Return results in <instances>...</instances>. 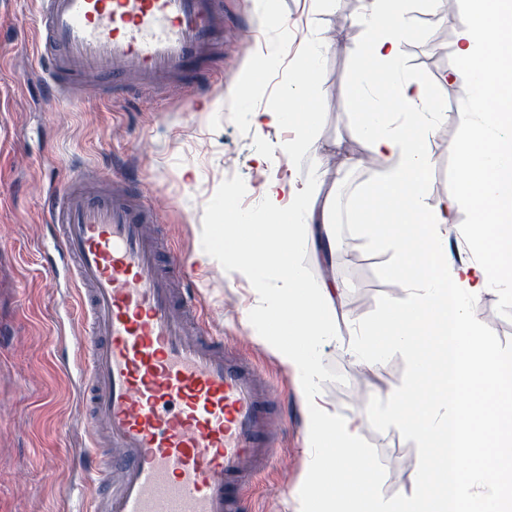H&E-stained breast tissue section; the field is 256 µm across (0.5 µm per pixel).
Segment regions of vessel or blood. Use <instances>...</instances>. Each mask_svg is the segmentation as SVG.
Listing matches in <instances>:
<instances>
[{
  "label": "vessel or blood",
  "mask_w": 512,
  "mask_h": 512,
  "mask_svg": "<svg viewBox=\"0 0 512 512\" xmlns=\"http://www.w3.org/2000/svg\"><path fill=\"white\" fill-rule=\"evenodd\" d=\"M37 54L48 95L100 74L113 87L179 78L224 48L219 0H41ZM63 276L78 295L80 468L117 491L88 512H238L269 465L278 402L261 371L176 289L187 266L161 250L154 212L129 183L86 177L44 200Z\"/></svg>",
  "instance_id": "vessel-or-blood-1"
}]
</instances>
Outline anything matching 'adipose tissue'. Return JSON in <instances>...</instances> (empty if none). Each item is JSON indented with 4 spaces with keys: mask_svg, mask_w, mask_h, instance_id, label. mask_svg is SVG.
Wrapping results in <instances>:
<instances>
[{
    "mask_svg": "<svg viewBox=\"0 0 512 512\" xmlns=\"http://www.w3.org/2000/svg\"><path fill=\"white\" fill-rule=\"evenodd\" d=\"M355 21L369 33L351 75L357 130L377 166L357 197L353 220L379 246L392 249L387 274L401 299L363 325L337 316L338 288L312 281L301 255L336 250L328 203L311 189L287 191L271 184L262 210L265 223L232 215L215 225L217 241L231 245L227 275L253 282L252 335L290 371L310 419L311 461L296 490L299 512H512V356L500 353L487 326L472 313L483 294L512 302V0H462L454 54L469 67L473 92L459 139L457 188L427 202L434 158L426 143L440 114L424 83L404 65L410 19L387 0H359ZM338 38L322 31L308 39L299 77L286 108L255 110L256 128L292 123L282 144L296 156L316 143L320 118L313 108L318 59ZM387 86L391 96L378 87ZM474 215L461 226L462 210ZM346 350L375 372L390 350L412 363L410 382L389 393L380 421L406 429L422 444L410 493L378 494L357 428L320 403L322 349L341 328ZM435 379L432 390L421 382Z\"/></svg>",
    "mask_w": 512,
    "mask_h": 512,
    "instance_id": "adipose-tissue-1",
    "label": "adipose tissue"
}]
</instances>
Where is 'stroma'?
<instances>
[{
    "label": "stroma",
    "instance_id": "obj_1",
    "mask_svg": "<svg viewBox=\"0 0 512 512\" xmlns=\"http://www.w3.org/2000/svg\"><path fill=\"white\" fill-rule=\"evenodd\" d=\"M39 7V0H0V512H76L82 499L104 492L74 464L85 447L72 350L79 328L65 315L75 291L49 272L53 255L46 249L43 209L47 189L83 171L101 182L126 178L138 186L145 205L157 209L163 235L188 262L213 332L252 359L283 400L280 446L247 493L243 512H295L306 463V413L290 373L252 338L253 284L225 276L223 258L204 264L198 255L210 225L233 213L260 217L271 182L302 189L329 168L333 174L320 195L334 205L338 245L326 260L304 254L311 279L336 282L342 311L360 322L376 320L397 299L386 275L391 251L373 246L350 215L375 178L374 168L361 161L364 149L345 109L355 53L368 43L366 31L351 23L357 0H335L319 13L311 0H272L267 14L258 0H224V52L190 78L116 90L99 76L93 90L53 98L42 94L33 51ZM458 23L454 9L416 13L404 44L408 71L431 86L446 112L429 142L432 204L457 187V159L449 147L472 92L470 75L451 49ZM325 29L342 30L344 37L324 47L319 61L318 144L291 156L280 146L292 129H256L250 112L282 103L298 77L306 38ZM451 69L456 80L439 83ZM259 155L265 165L256 164ZM341 155L354 163L340 171ZM472 310L500 352L512 354V304L487 293ZM322 358V402L359 424L376 491L387 497L410 492L420 443L369 415L384 393L409 380L408 357L388 352L372 375L339 344L326 345Z\"/></svg>",
    "mask_w": 512,
    "mask_h": 512
}]
</instances>
